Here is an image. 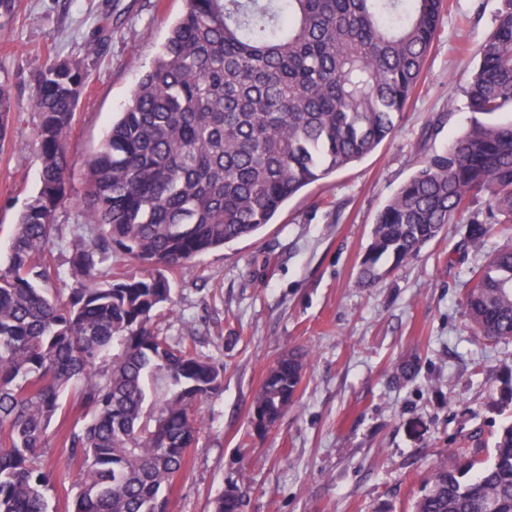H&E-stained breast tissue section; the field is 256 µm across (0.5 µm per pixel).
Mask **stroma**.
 <instances>
[{
    "mask_svg": "<svg viewBox=\"0 0 512 512\" xmlns=\"http://www.w3.org/2000/svg\"><path fill=\"white\" fill-rule=\"evenodd\" d=\"M420 84L394 135L361 161L290 199L256 236L203 255L169 279L173 306L154 326L224 366L203 407L199 439L169 512H213L227 485L243 512H412L436 466L470 436L492 449L512 418L496 408L512 374V340L475 335L462 299L469 269L512 242L499 224L468 243L467 219L447 225L414 259L370 287L359 263L378 212L428 156L473 118L465 88L499 0H447ZM183 0H16L0 18V80L15 102L0 154V245L39 188L38 121L29 106L49 57L82 60L89 87L69 136L73 201L83 163L154 62ZM297 350L305 368L293 406L265 435L250 427L266 370ZM74 399L52 424L42 458L57 481L50 512H67L77 465L60 443L82 421Z\"/></svg>",
    "mask_w": 512,
    "mask_h": 512,
    "instance_id": "stroma-1",
    "label": "stroma"
}]
</instances>
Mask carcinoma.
<instances>
[{"instance_id":"carcinoma-1","label":"carcinoma","mask_w":512,"mask_h":512,"mask_svg":"<svg viewBox=\"0 0 512 512\" xmlns=\"http://www.w3.org/2000/svg\"><path fill=\"white\" fill-rule=\"evenodd\" d=\"M477 49L466 89L474 114L378 213L360 261L372 285L419 255L480 194L490 223H512V0ZM185 7L120 117L69 195L68 135L88 86L83 64L53 60L31 110L40 189L18 218L0 265V512H49L56 481L40 464L69 390L84 409L65 440L79 467L72 512H169L198 439L202 405L222 391L224 365L161 337L152 317L170 302L169 270L250 238L291 197L373 153L393 135L420 81L446 0H184ZM14 101L0 81V153ZM74 209L55 263L57 215ZM139 264L128 274L112 260ZM67 274L68 297L51 284ZM464 305L474 332L512 339V244L471 270ZM112 355V366L99 367ZM304 369L290 351L272 363L252 407L274 424ZM413 512H512V423L480 458L452 449ZM214 512H242L247 490Z\"/></svg>"}]
</instances>
